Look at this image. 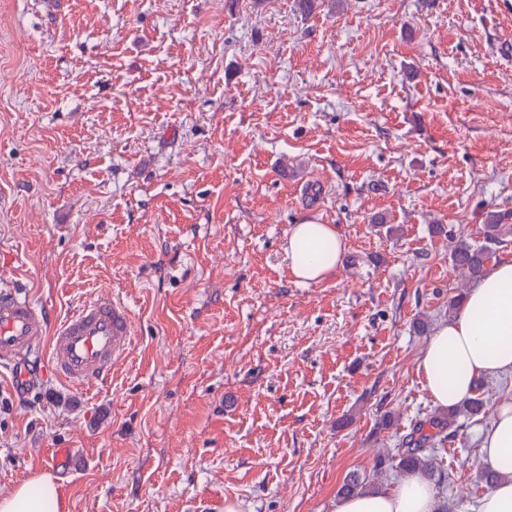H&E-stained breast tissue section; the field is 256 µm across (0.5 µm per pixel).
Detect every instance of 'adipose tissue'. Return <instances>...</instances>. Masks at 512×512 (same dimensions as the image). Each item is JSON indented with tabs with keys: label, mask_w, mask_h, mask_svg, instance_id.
<instances>
[{
	"label": "adipose tissue",
	"mask_w": 512,
	"mask_h": 512,
	"mask_svg": "<svg viewBox=\"0 0 512 512\" xmlns=\"http://www.w3.org/2000/svg\"><path fill=\"white\" fill-rule=\"evenodd\" d=\"M347 249L335 225L304 222L288 230L291 274L311 284L331 277ZM423 387L440 407L460 404L482 376L512 374V258L488 268L459 311L428 338L416 364ZM502 478L478 501L477 512H512V402L500 403L480 445ZM58 485L48 474L0 494V512H60ZM433 484L418 475L340 499L336 512H437Z\"/></svg>",
	"instance_id": "ef3b65f1"
}]
</instances>
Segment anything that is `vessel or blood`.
<instances>
[{
  "mask_svg": "<svg viewBox=\"0 0 512 512\" xmlns=\"http://www.w3.org/2000/svg\"><path fill=\"white\" fill-rule=\"evenodd\" d=\"M132 344L130 314L119 301H88L56 320L48 307L34 304L12 287L0 288L1 368L19 364L42 345L52 372L83 388L108 379Z\"/></svg>",
  "mask_w": 512,
  "mask_h": 512,
  "instance_id": "1",
  "label": "vessel or blood"
}]
</instances>
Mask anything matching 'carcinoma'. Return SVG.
Instances as JSON below:
<instances>
[{
  "mask_svg": "<svg viewBox=\"0 0 512 512\" xmlns=\"http://www.w3.org/2000/svg\"><path fill=\"white\" fill-rule=\"evenodd\" d=\"M512 232V226L501 223V217L492 215L488 224L484 225L483 241L469 242L457 240L450 251V260L455 269L476 279L486 270V264L491 259L492 246L504 241V237ZM482 388V383L475 384V394L468 397L460 405L440 411L428 420L414 425L411 431L403 436L396 448V472L407 476L421 474L428 478L441 472L438 456L440 449L436 448V437L447 429L455 427L457 417L464 415L474 417L485 409L484 398L476 394ZM364 486V481L357 473L347 476L338 489V495L347 496L357 493Z\"/></svg>",
  "mask_w": 512,
  "mask_h": 512,
  "instance_id": "1",
  "label": "carcinoma"
}]
</instances>
